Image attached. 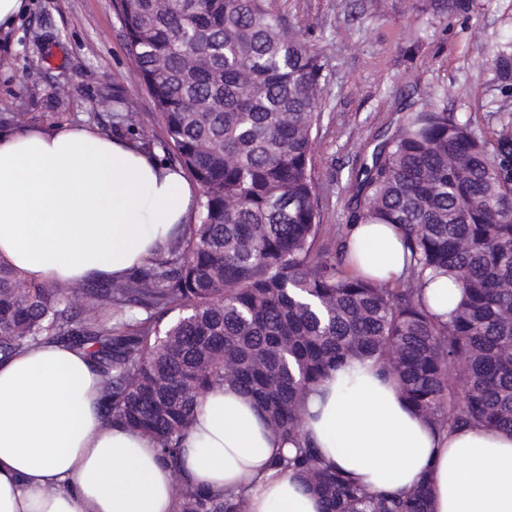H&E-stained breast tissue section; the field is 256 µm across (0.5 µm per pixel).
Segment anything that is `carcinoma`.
<instances>
[{
	"label": "carcinoma",
	"instance_id": "1",
	"mask_svg": "<svg viewBox=\"0 0 512 512\" xmlns=\"http://www.w3.org/2000/svg\"><path fill=\"white\" fill-rule=\"evenodd\" d=\"M171 162L199 185L197 223L121 282L32 283L0 261V360L41 342L87 352L114 425L151 436L179 471L194 411L233 385L297 448L292 474L324 512H431L425 481L373 497L303 434L306 396L371 359L439 433L512 432V123L484 137L446 109L406 107L353 169L348 225L394 224L396 288L347 270L318 210L313 135L324 64L272 0H113ZM460 290L447 317L424 290ZM175 512H244L240 495L179 488Z\"/></svg>",
	"mask_w": 512,
	"mask_h": 512
}]
</instances>
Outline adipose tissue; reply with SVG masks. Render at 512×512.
Here are the masks:
<instances>
[{
	"mask_svg": "<svg viewBox=\"0 0 512 512\" xmlns=\"http://www.w3.org/2000/svg\"><path fill=\"white\" fill-rule=\"evenodd\" d=\"M199 188L136 144L75 124L0 129V258L56 285L126 278L163 254L196 213ZM348 268L396 282L391 224H359ZM101 374L57 343L0 362V512H174L175 482L243 494L245 512H321L270 461L288 443L227 385L198 406L173 473L149 436L104 420ZM305 431L326 463L373 495L426 481L431 512H512V433H434L372 361L331 373L307 398Z\"/></svg>",
	"mask_w": 512,
	"mask_h": 512,
	"instance_id": "ef3b65f1",
	"label": "adipose tissue"
}]
</instances>
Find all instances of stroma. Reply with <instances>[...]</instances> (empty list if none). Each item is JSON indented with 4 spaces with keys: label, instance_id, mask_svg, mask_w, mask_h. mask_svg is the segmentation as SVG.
<instances>
[{
    "label": "stroma",
    "instance_id": "35a3bbf8",
    "mask_svg": "<svg viewBox=\"0 0 512 512\" xmlns=\"http://www.w3.org/2000/svg\"><path fill=\"white\" fill-rule=\"evenodd\" d=\"M0 36V115L27 127L89 124L112 135L115 104L166 158L112 0H26ZM324 62L312 144L320 222L344 228L349 176L402 107L428 104L491 133L512 122V0H274Z\"/></svg>",
    "mask_w": 512,
    "mask_h": 512
}]
</instances>
